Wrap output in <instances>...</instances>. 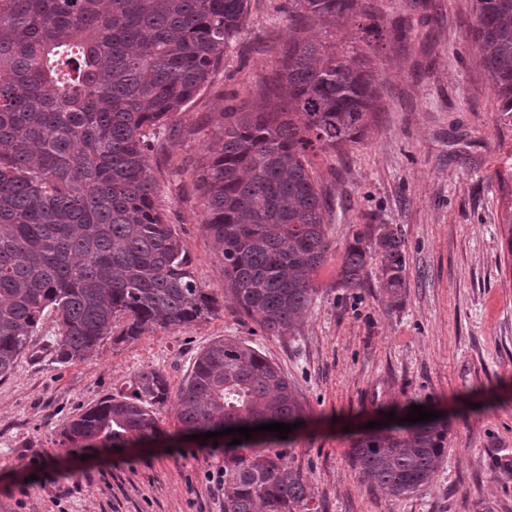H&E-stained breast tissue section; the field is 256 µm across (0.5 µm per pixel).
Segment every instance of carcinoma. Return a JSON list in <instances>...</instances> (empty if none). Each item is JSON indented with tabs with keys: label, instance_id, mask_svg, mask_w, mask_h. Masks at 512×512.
<instances>
[{
	"label": "carcinoma",
	"instance_id": "carcinoma-1",
	"mask_svg": "<svg viewBox=\"0 0 512 512\" xmlns=\"http://www.w3.org/2000/svg\"><path fill=\"white\" fill-rule=\"evenodd\" d=\"M248 9V0H0V380L48 312L49 354L62 364L108 337L134 341L217 312L156 204L149 152L224 60ZM355 14L381 29L365 0H288L293 31L264 79L275 98L224 113V148L196 175L226 290L271 335L291 331L312 305V275L330 249L311 155L359 139L377 108L375 75L307 36L317 18ZM467 37L511 124L512 0H475ZM372 263L389 306H402L404 240L388 224L353 233L337 285L363 287ZM128 387L67 425L69 451L157 440L167 378L145 369ZM177 400L185 435L304 419L285 374L240 338L210 343ZM269 436L209 439L224 449V512H319ZM447 437L440 418L393 420L349 455L370 486L402 497L432 482Z\"/></svg>",
	"mask_w": 512,
	"mask_h": 512
}]
</instances>
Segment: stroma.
Here are the masks:
<instances>
[{
    "instance_id": "35a3bbf8",
    "label": "stroma",
    "mask_w": 512,
    "mask_h": 512,
    "mask_svg": "<svg viewBox=\"0 0 512 512\" xmlns=\"http://www.w3.org/2000/svg\"><path fill=\"white\" fill-rule=\"evenodd\" d=\"M380 33L356 16L310 33L368 63L381 99L361 139L311 159L330 200V249L314 273L312 306L290 333L268 335L224 291V269L203 230L196 171L224 142V107L252 109L292 31L288 0H250L237 41L211 82L175 121L149 164L194 277L217 300L207 321L105 341L68 364L44 353L52 316L0 381V512H224L212 473L224 451L179 437L175 401L157 408L164 435L150 446L66 452V425L119 394L143 369L178 392L213 340L241 338L277 364L307 418L286 441L287 462L320 512H512V126L467 43L474 0H370ZM404 39H396V28ZM365 224L405 240V301L389 309L375 275L337 287L346 245ZM423 405L448 422L434 480L407 497L362 481L349 450L365 426Z\"/></svg>"
}]
</instances>
